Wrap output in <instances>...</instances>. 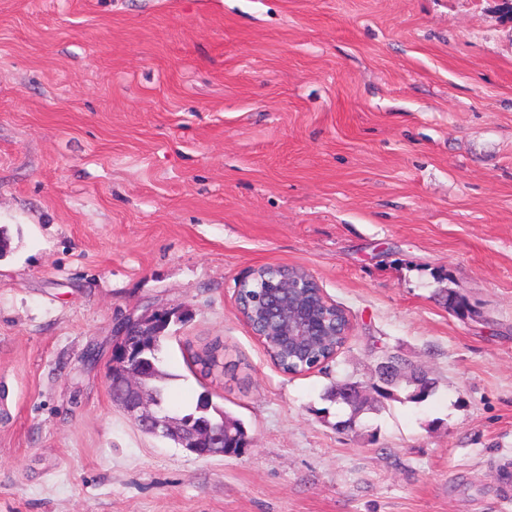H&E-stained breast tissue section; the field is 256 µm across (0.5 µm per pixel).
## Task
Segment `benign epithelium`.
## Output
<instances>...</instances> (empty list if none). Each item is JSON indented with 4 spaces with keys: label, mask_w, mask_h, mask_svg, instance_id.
<instances>
[{
    "label": "benign epithelium",
    "mask_w": 512,
    "mask_h": 512,
    "mask_svg": "<svg viewBox=\"0 0 512 512\" xmlns=\"http://www.w3.org/2000/svg\"><path fill=\"white\" fill-rule=\"evenodd\" d=\"M315 279L306 271L295 274H277L266 281L267 288L253 324L254 335L261 337L268 331L280 337L283 348L294 355L307 354L314 340L327 333L325 320L308 309L306 288ZM170 311H157L139 318H129L117 328L107 381L113 402L146 434L172 439L184 450L200 455L211 450L224 454V424L190 426L180 418L159 410L155 397L147 385L145 362L140 351L125 342L128 336H140L157 320H169Z\"/></svg>",
    "instance_id": "1"
}]
</instances>
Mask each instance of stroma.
I'll return each mask as SVG.
<instances>
[{
	"instance_id": "obj_1",
	"label": "stroma",
	"mask_w": 512,
	"mask_h": 512,
	"mask_svg": "<svg viewBox=\"0 0 512 512\" xmlns=\"http://www.w3.org/2000/svg\"><path fill=\"white\" fill-rule=\"evenodd\" d=\"M0 226V512H512L501 0H0ZM267 265L345 311L335 359L270 361L237 309ZM171 309L168 401L210 391L239 456L112 401L118 325ZM386 353L434 395L336 430L326 389Z\"/></svg>"
}]
</instances>
